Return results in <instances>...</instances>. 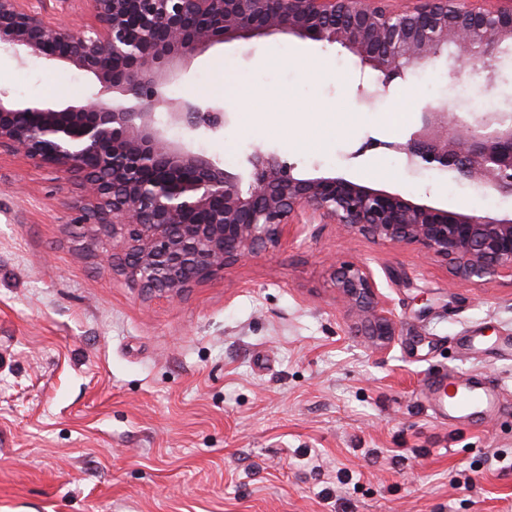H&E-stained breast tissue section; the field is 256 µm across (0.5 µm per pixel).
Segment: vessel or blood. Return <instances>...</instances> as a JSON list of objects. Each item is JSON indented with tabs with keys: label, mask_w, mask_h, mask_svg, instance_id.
Instances as JSON below:
<instances>
[{
	"label": "vessel or blood",
	"mask_w": 512,
	"mask_h": 512,
	"mask_svg": "<svg viewBox=\"0 0 512 512\" xmlns=\"http://www.w3.org/2000/svg\"><path fill=\"white\" fill-rule=\"evenodd\" d=\"M426 396L445 416L459 412L480 414L496 404L494 390L469 377H435L426 387Z\"/></svg>",
	"instance_id": "obj_1"
}]
</instances>
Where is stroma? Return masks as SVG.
I'll list each match as a JSON object with an SVG mask.
<instances>
[{"label":"stroma","mask_w":512,"mask_h":512,"mask_svg":"<svg viewBox=\"0 0 512 512\" xmlns=\"http://www.w3.org/2000/svg\"><path fill=\"white\" fill-rule=\"evenodd\" d=\"M394 81L335 45L276 35L182 60L170 105L201 98L223 129L195 151L228 170L261 149L301 176L341 175L479 215L512 197L409 164L392 150L425 106L461 118L512 106V68L477 104L441 70ZM232 94H225V86ZM75 67L0 57V90L77 105ZM383 148L355 157L366 139ZM76 181L0 155V512H512V278L454 276L416 246L335 224L296 225L181 299L149 295L74 226ZM372 272L394 334L373 343L332 264ZM482 332L479 347L465 337ZM474 375L501 405L435 417L430 378Z\"/></svg>","instance_id":"obj_1"}]
</instances>
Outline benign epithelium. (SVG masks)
<instances>
[{"instance_id":"7a95c632","label":"benign epithelium","mask_w":512,"mask_h":512,"mask_svg":"<svg viewBox=\"0 0 512 512\" xmlns=\"http://www.w3.org/2000/svg\"><path fill=\"white\" fill-rule=\"evenodd\" d=\"M57 2L51 11L44 0H0V46L21 62L71 65L100 89L64 108L20 106L0 91V153L77 177L75 224L97 256L142 291L180 298L258 249L277 248L303 213L311 224L415 245L462 280L512 277V215L439 208L340 176L302 178L275 153L256 151L230 172L153 121V110L167 105L162 71L176 61L215 43L278 34L341 46L379 72L384 89L412 65L443 61L453 83L461 64L480 61L489 70L499 48L512 45V0L494 8L471 0L405 8L393 0H83L94 18L87 29L59 19L77 0ZM169 117L191 137L224 126L223 113L191 100ZM378 148L512 197V123L497 112L471 125L441 100L423 108L406 144L369 139L354 155ZM334 280L364 313L369 335H394L367 268L341 263Z\"/></svg>"}]
</instances>
